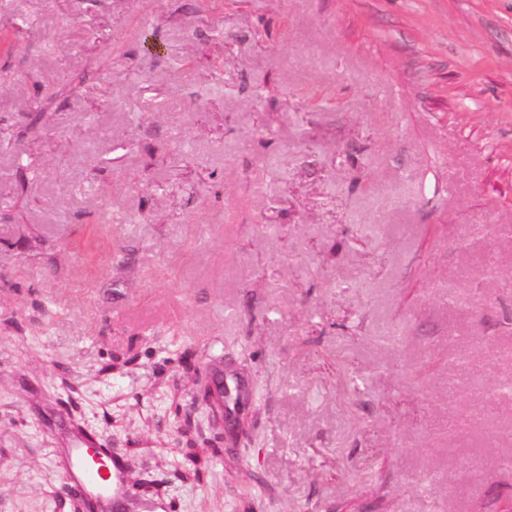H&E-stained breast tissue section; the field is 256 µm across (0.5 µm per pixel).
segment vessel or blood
Returning a JSON list of instances; mask_svg holds the SVG:
<instances>
[{"label":"vessel or blood","mask_w":512,"mask_h":512,"mask_svg":"<svg viewBox=\"0 0 512 512\" xmlns=\"http://www.w3.org/2000/svg\"><path fill=\"white\" fill-rule=\"evenodd\" d=\"M90 440L74 436L70 448L61 456L63 480L60 491L93 502L96 512H130V477L124 460L108 452L104 469L93 470L89 464Z\"/></svg>","instance_id":"vessel-or-blood-1"}]
</instances>
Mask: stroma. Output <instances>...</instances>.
Segmentation results:
<instances>
[{"label":"stroma","instance_id":"obj_1","mask_svg":"<svg viewBox=\"0 0 512 512\" xmlns=\"http://www.w3.org/2000/svg\"><path fill=\"white\" fill-rule=\"evenodd\" d=\"M1 35L0 512H71L74 426L170 512H504L512 0H0ZM139 358L138 347L131 342L127 346L116 349L111 353L110 363L104 366L100 373H110L114 368L126 369L134 365ZM185 445L186 447L182 448L184 449L183 465L185 466V472L192 480L200 481L211 459L220 455L221 448H211L208 453L199 452L195 449L193 439H186Z\"/></svg>","mask_w":512,"mask_h":512}]
</instances>
